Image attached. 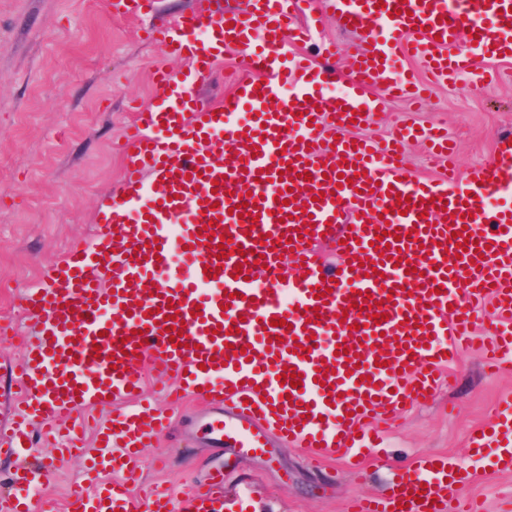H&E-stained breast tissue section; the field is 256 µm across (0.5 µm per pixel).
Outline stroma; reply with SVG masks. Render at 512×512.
Returning <instances> with one entry per match:
<instances>
[{
  "mask_svg": "<svg viewBox=\"0 0 512 512\" xmlns=\"http://www.w3.org/2000/svg\"><path fill=\"white\" fill-rule=\"evenodd\" d=\"M198 6V0H152L147 13L115 18L100 0H0V318L18 330L0 340V386L12 381L10 366L30 333L21 295L39 283L44 266L90 238L99 203L121 180L118 142L131 109L155 102L153 71L186 69L149 37L151 25ZM246 62L244 51H225L201 87L203 100L230 93ZM499 70L494 80L472 76L442 87L416 109L392 103L358 133L381 140L403 120L444 126L462 174H469L490 164L498 137L512 133V61ZM505 397L512 398V370L488 367L476 344H468L429 399L395 415L378 411L386 453L370 459L360 477L326 451L312 468L308 449L276 435L262 454L217 452L197 421L201 405L188 398L171 409V427L157 446L144 449L140 474L144 482L167 485L179 510L189 486L220 466L224 512H345L351 499L384 494L395 476L434 455L458 464L463 476L444 496L442 512H455L463 499L477 501L482 512H512V470L496 469L469 444L474 430L492 425ZM38 462L48 466L49 478L31 486L30 495L51 497L57 512H67L82 462L58 461L50 447L0 458V484Z\"/></svg>",
  "mask_w": 512,
  "mask_h": 512,
  "instance_id": "obj_1",
  "label": "stroma"
}]
</instances>
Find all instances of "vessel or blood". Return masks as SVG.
Returning <instances> with one entry per match:
<instances>
[{"mask_svg":"<svg viewBox=\"0 0 512 512\" xmlns=\"http://www.w3.org/2000/svg\"><path fill=\"white\" fill-rule=\"evenodd\" d=\"M361 39L347 72L296 53L314 0H251L246 11L197 10L150 36L186 61L154 74L159 101L129 127L124 176L105 200L93 243L71 248L26 290L33 332L17 385L24 405L10 448L34 420L63 422L89 404L119 410L102 426L101 488L128 512H174L166 491L135 500L139 452L168 418L145 403L144 372L174 400L202 402L214 448L264 450L269 435L360 457L380 451L371 422L430 396L491 300L487 347L512 364V139L489 167L415 179L396 128L375 142L352 136L392 100L425 90L404 71L410 52L432 84L512 51V0H329ZM246 51L235 94L204 103L197 86L225 48ZM341 84L339 95L322 89ZM452 155L441 130L422 133ZM246 205L243 216L233 214ZM334 245V266L319 244ZM293 368L294 378L283 375ZM512 434V401L475 451ZM387 497L347 512H439L444 469L423 460ZM223 474L195 484L191 506L218 504Z\"/></svg>","mask_w":512,"mask_h":512,"instance_id":"obj_1","label":"vessel or blood"}]
</instances>
